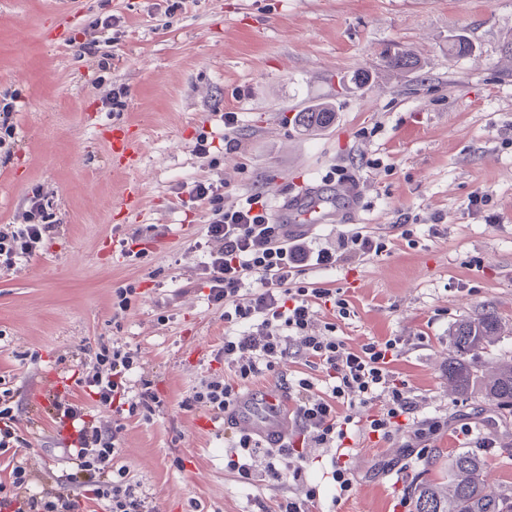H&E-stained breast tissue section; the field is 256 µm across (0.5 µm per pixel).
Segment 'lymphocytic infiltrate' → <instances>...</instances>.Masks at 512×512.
Returning <instances> with one entry per match:
<instances>
[{
  "instance_id": "1",
  "label": "lymphocytic infiltrate",
  "mask_w": 512,
  "mask_h": 512,
  "mask_svg": "<svg viewBox=\"0 0 512 512\" xmlns=\"http://www.w3.org/2000/svg\"><path fill=\"white\" fill-rule=\"evenodd\" d=\"M191 204L207 211L206 235L210 243L201 269L210 288L208 299L224 308V362L233 380H205L193 388L181 405L202 410L213 417L237 405L241 389L256 379L278 372L290 354H297L309 369L321 372L325 392L315 390L311 378H296L295 418L298 439H286L278 447L263 444L253 435L239 432L224 456V467L240 483L253 484V461L263 455L269 479L301 480L304 473L302 447L312 443L335 449L331 478L338 495L352 488L346 459L351 453L349 431L361 408L375 406L367 416L365 431L389 439L398 419L414 413L417 403L405 381L396 378L391 363L402 337L371 341L350 347L336 334L337 320L351 311L344 292L329 288L294 285L297 268L307 265L333 267L357 258L387 252L382 238L359 231L342 236L337 247H313L305 238H289L284 225L274 223L261 196L249 195L233 205L224 203V184L198 179L187 185ZM49 195L34 187L28 197V221L0 226V268L9 269L30 258L48 238L53 224L47 208ZM330 302L336 322L315 328L314 305ZM85 382L100 405H111L118 394H127L129 415L152 416L160 400L148 378H140L139 389L128 393L127 378L137 362L132 351L121 346L101 347ZM11 389L0 391V456H10L7 480H0V512H83L81 500L37 495L29 488L25 450L31 443L15 424L11 411ZM56 415L72 422L74 431L66 447L79 474L93 488V496L104 512H151L138 494L125 467L117 466L118 434L80 423V413L64 399L55 401Z\"/></svg>"
}]
</instances>
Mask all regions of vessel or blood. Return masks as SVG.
<instances>
[{
	"mask_svg": "<svg viewBox=\"0 0 512 512\" xmlns=\"http://www.w3.org/2000/svg\"><path fill=\"white\" fill-rule=\"evenodd\" d=\"M331 200L324 192L308 188L292 195L285 201L281 223L308 226L331 221ZM225 427L259 435L274 441L286 435L288 430V394L276 390L266 394L263 400L243 402L225 417Z\"/></svg>",
	"mask_w": 512,
	"mask_h": 512,
	"instance_id": "obj_1",
	"label": "vessel or blood"
}]
</instances>
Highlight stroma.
Returning <instances> with one entry per match:
<instances>
[{"instance_id": "stroma-1", "label": "stroma", "mask_w": 512, "mask_h": 512, "mask_svg": "<svg viewBox=\"0 0 512 512\" xmlns=\"http://www.w3.org/2000/svg\"><path fill=\"white\" fill-rule=\"evenodd\" d=\"M173 2L0 0V100L16 105L0 150V225L25 223L39 185L56 226L35 256L0 269V387L13 391L32 445V492L88 494L62 451L56 382L86 422L119 427V462L153 512H276L310 485L323 512H410L417 448L435 451L440 468L486 437L496 442L488 478L512 496V407L456 394L444 369L451 325L488 310L503 330L482 362L512 355V63L500 53L512 0ZM109 15L112 30L93 28ZM458 33L474 56L449 55ZM399 49L418 67L388 69ZM358 72L368 80L356 89ZM317 104L335 108L334 123L298 126L296 113ZM227 112L238 117L231 148ZM113 126L137 136L135 167L113 158L103 136ZM203 137L206 155L195 151ZM336 167L360 183L356 217L314 225L308 240L327 246L355 229L390 251L305 266L295 280L347 292L349 319L319 306L314 321L337 322L348 345L403 337L391 368L418 404L391 439L354 436L353 487L341 499L333 449H305L302 480L246 486L224 469L223 420L180 406L201 381L231 377L216 357L224 309L208 300L197 247L206 211L182 203L183 184L220 179L225 204L257 194L274 213L283 192L324 186ZM130 182L140 187L136 219L121 207ZM476 193L488 199L477 214L467 209ZM402 213L418 218L409 241L394 226ZM116 237L127 251L113 252ZM104 341L137 350L130 379L147 376L162 401L151 419L118 416L84 385ZM435 422L442 430L419 441L417 429Z\"/></svg>"}]
</instances>
